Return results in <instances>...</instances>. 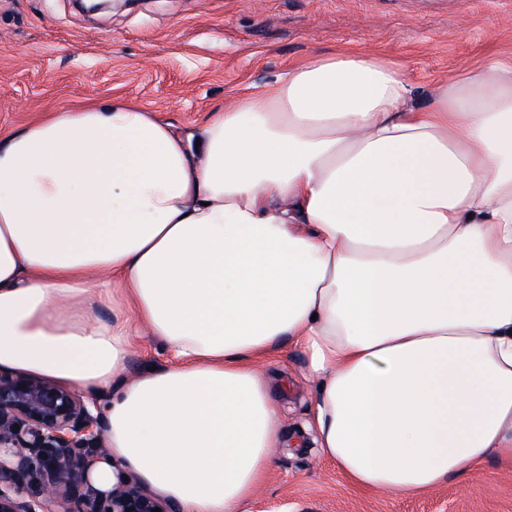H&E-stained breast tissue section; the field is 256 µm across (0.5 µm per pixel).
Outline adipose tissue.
Masks as SVG:
<instances>
[{"mask_svg": "<svg viewBox=\"0 0 512 512\" xmlns=\"http://www.w3.org/2000/svg\"><path fill=\"white\" fill-rule=\"evenodd\" d=\"M168 357L131 374L140 337ZM357 489L512 463V57L414 97L318 56L184 136L142 105L0 134V369L100 397L110 453L179 512L271 471L284 350Z\"/></svg>", "mask_w": 512, "mask_h": 512, "instance_id": "1", "label": "adipose tissue"}]
</instances>
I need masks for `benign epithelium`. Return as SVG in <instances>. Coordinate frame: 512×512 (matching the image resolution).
I'll return each instance as SVG.
<instances>
[{
    "instance_id": "7a95c632",
    "label": "benign epithelium",
    "mask_w": 512,
    "mask_h": 512,
    "mask_svg": "<svg viewBox=\"0 0 512 512\" xmlns=\"http://www.w3.org/2000/svg\"><path fill=\"white\" fill-rule=\"evenodd\" d=\"M101 403L51 381L0 369V512H175L110 463ZM112 464V487L90 479Z\"/></svg>"
}]
</instances>
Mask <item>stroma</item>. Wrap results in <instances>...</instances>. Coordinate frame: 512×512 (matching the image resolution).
Listing matches in <instances>:
<instances>
[{"mask_svg":"<svg viewBox=\"0 0 512 512\" xmlns=\"http://www.w3.org/2000/svg\"><path fill=\"white\" fill-rule=\"evenodd\" d=\"M358 51L437 80L512 56V0H132L85 14L74 0H0V132L59 104L120 96L184 135L248 85L317 55ZM282 406L275 464L244 512H512V465L424 493L353 488L302 447L312 386L290 352L265 367Z\"/></svg>","mask_w":512,"mask_h":512,"instance_id":"35a3bbf8","label":"stroma"}]
</instances>
